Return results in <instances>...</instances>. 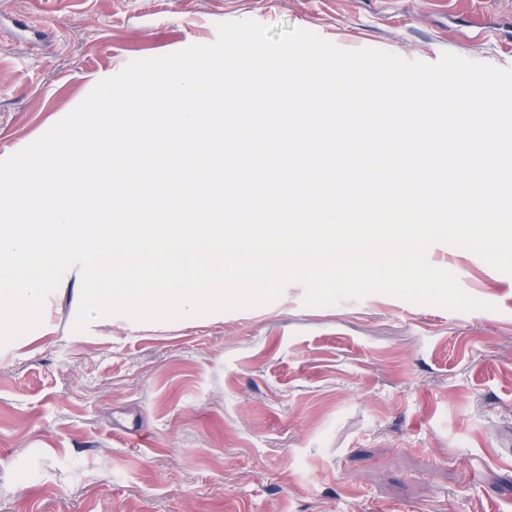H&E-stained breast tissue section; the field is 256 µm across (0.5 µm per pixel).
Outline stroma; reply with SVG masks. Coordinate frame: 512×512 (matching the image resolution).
I'll return each instance as SVG.
<instances>
[{
    "mask_svg": "<svg viewBox=\"0 0 512 512\" xmlns=\"http://www.w3.org/2000/svg\"><path fill=\"white\" fill-rule=\"evenodd\" d=\"M254 20L512 68V0H0V159L129 62ZM483 310L374 293L74 332L81 275L0 349V512H512V276L445 243Z\"/></svg>",
    "mask_w": 512,
    "mask_h": 512,
    "instance_id": "1",
    "label": "stroma"
}]
</instances>
